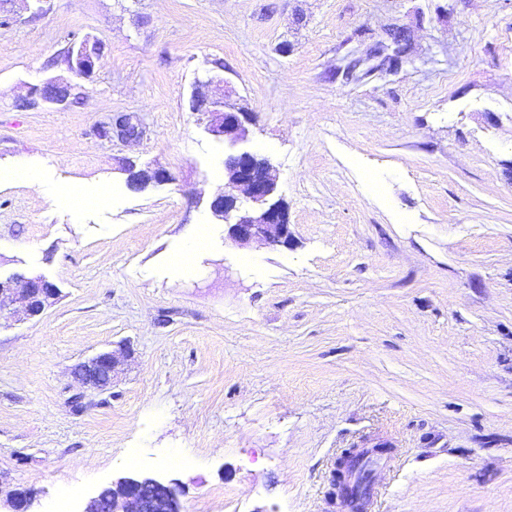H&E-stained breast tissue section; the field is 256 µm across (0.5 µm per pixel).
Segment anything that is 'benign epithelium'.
Returning a JSON list of instances; mask_svg holds the SVG:
<instances>
[{"mask_svg": "<svg viewBox=\"0 0 512 512\" xmlns=\"http://www.w3.org/2000/svg\"><path fill=\"white\" fill-rule=\"evenodd\" d=\"M68 69L76 77L91 75L102 60L100 44L86 36L70 43L67 49ZM73 85L62 78H49L31 87V94L47 105H63L71 95ZM191 110L208 117L206 130L215 137L232 135L233 145L249 135L252 113L228 103L222 97L191 98ZM143 134L139 122L129 115L115 113L98 128V136L105 140L137 139ZM224 178L243 187L245 198L220 194L211 202L213 216L228 224L229 236L238 244L262 240L269 245H288L291 232L286 208L276 198L280 171L266 156L250 149H233L224 156ZM173 181L165 170L147 171L145 180L136 174L129 176L128 184L136 189L149 185H163ZM59 289L41 275L25 276L14 273L0 278V310L19 304L28 318L41 315L56 299ZM127 354L123 348L104 350L81 362L76 377L89 390L104 391L112 386L115 368L120 357ZM112 495L105 498L98 493L90 498L82 512H181L180 497L184 490L176 481L163 482L143 474H129L112 481ZM37 493L17 489L7 497L6 512H37Z\"/></svg>", "mask_w": 512, "mask_h": 512, "instance_id": "7a95c632", "label": "benign epithelium"}]
</instances>
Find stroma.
<instances>
[{
	"label": "stroma",
	"instance_id": "1",
	"mask_svg": "<svg viewBox=\"0 0 512 512\" xmlns=\"http://www.w3.org/2000/svg\"><path fill=\"white\" fill-rule=\"evenodd\" d=\"M0 17V239L21 244L0 277L60 290L39 317L0 314L1 487L81 512L136 472L181 481L184 512H343L337 457L384 441L372 512H512V0H7ZM85 36L102 67L65 105L28 103ZM196 91L253 113L288 245L213 218L224 143ZM115 112L143 137L100 139ZM20 159L41 187L8 178ZM132 165L174 181L134 190ZM100 190L109 206H86ZM121 345L111 389L83 392L76 365ZM204 243L201 234L196 233L188 238L183 248L174 253L170 258V266L175 272L186 271L191 267L195 254L199 251Z\"/></svg>",
	"mask_w": 512,
	"mask_h": 512
}]
</instances>
